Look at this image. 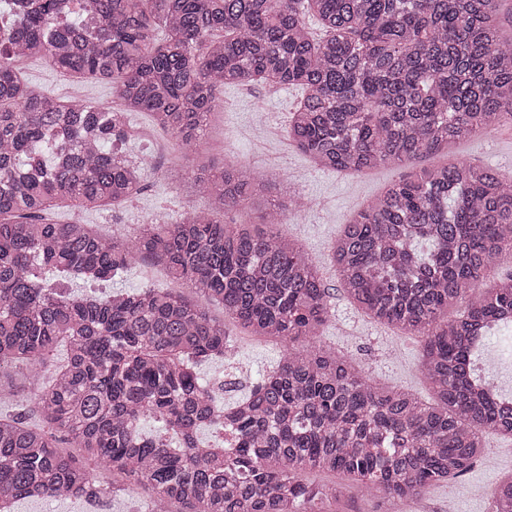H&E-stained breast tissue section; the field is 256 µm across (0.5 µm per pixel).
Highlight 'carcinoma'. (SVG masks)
Masks as SVG:
<instances>
[{"label": "carcinoma", "mask_w": 512, "mask_h": 512, "mask_svg": "<svg viewBox=\"0 0 512 512\" xmlns=\"http://www.w3.org/2000/svg\"><path fill=\"white\" fill-rule=\"evenodd\" d=\"M498 0H0V367L49 373L34 391L40 424L0 416V505L22 498H97L107 489L51 430L128 486L155 512H325L342 489L307 479L342 473L387 501L466 473L483 434L512 436V399L479 366V332L512 314V277L448 308L512 254V180L456 158L390 184L362 205L329 247L351 301L373 320L423 337L433 402L376 386L344 357L313 344L328 315L318 268L274 231L299 197L273 194L249 165L188 167L178 176L208 199L172 224L130 239L93 224L46 218L59 201L82 211L119 206L145 169L119 144L131 112H147L177 145L203 144L227 84H288L308 94L288 138L312 161L360 173L403 163L512 121V38ZM324 36L315 39L308 21ZM110 81L120 107L61 100L15 62ZM256 209L261 226L228 223ZM171 275L254 336L288 343L248 395L197 366L227 352L224 322L172 290L84 295L134 261ZM66 359L46 360L58 345ZM161 431L146 435L142 420ZM232 428L233 448L202 443ZM491 512H512V480Z\"/></svg>", "instance_id": "cac0c4a2"}]
</instances>
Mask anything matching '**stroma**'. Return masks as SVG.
I'll return each instance as SVG.
<instances>
[{"label":"stroma","instance_id":"1","mask_svg":"<svg viewBox=\"0 0 512 512\" xmlns=\"http://www.w3.org/2000/svg\"><path fill=\"white\" fill-rule=\"evenodd\" d=\"M22 77L50 94L111 106L116 104L110 83L87 81L55 71L43 60L28 58L18 64ZM303 89L285 85L231 84L219 94L220 105L210 119L201 152L178 146L169 134L157 128L143 112L129 117L131 136L123 149L145 164L148 177L133 200L107 209L83 212L57 208L49 213L54 222L93 224L106 235L129 237L138 225L157 216L176 220L186 206L205 207L203 197L187 195L168 179L171 172L196 165L248 163L267 172L292 194L306 198V211L278 225V232L303 245L323 272L328 291V318L318 344L336 349L352 359L376 383L414 393L430 400V385L420 363L423 340L392 326L369 319L355 309L341 287L328 259V246L349 223L356 209L380 194L388 185L423 169L445 164L440 154H430L403 164H384L364 173H346L316 166L310 157L288 139L290 112L303 97ZM458 157L499 170L512 179V122L460 144ZM173 282L166 270L151 261H137L112 281L116 290L169 288ZM285 343L229 330V348L224 358L203 362L198 370L204 379H224V404L247 394L260 374L277 366ZM482 359L495 368V383L512 393V332L491 337L482 349ZM486 450L475 467L463 476L430 486L421 496L391 505L383 497H367L350 490L336 503V512H491L493 489L512 478V438L495 432L485 435ZM153 502L145 490L130 487L111 490L104 507L87 501L36 498L19 500L13 512H151Z\"/></svg>","mask_w":512,"mask_h":512}]
</instances>
